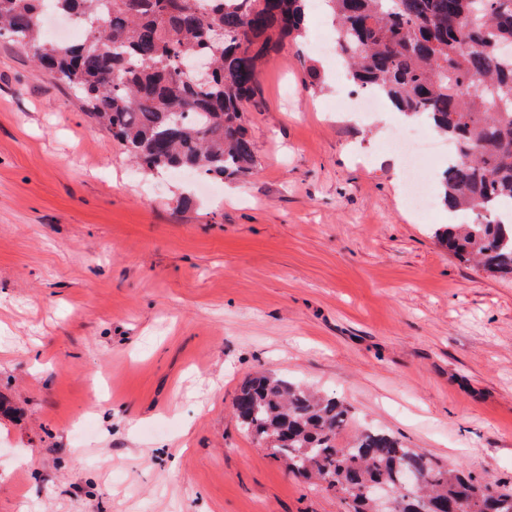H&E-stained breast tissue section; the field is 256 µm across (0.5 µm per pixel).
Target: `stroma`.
Listing matches in <instances>:
<instances>
[{"label":"stroma","instance_id":"1","mask_svg":"<svg viewBox=\"0 0 512 512\" xmlns=\"http://www.w3.org/2000/svg\"><path fill=\"white\" fill-rule=\"evenodd\" d=\"M333 34L313 14L270 53L255 172L205 190L137 169L0 37V512H345L241 430L259 371L512 489V278L407 204L404 121L341 108Z\"/></svg>","mask_w":512,"mask_h":512}]
</instances>
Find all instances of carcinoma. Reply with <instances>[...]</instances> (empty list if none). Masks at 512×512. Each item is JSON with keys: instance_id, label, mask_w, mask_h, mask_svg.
Masks as SVG:
<instances>
[{"instance_id": "cac0c4a2", "label": "carcinoma", "mask_w": 512, "mask_h": 512, "mask_svg": "<svg viewBox=\"0 0 512 512\" xmlns=\"http://www.w3.org/2000/svg\"><path fill=\"white\" fill-rule=\"evenodd\" d=\"M310 0H0V37L27 49L145 172L192 170L235 179L253 172L246 105L273 46L302 37ZM349 81L373 89L408 118H425L457 147L438 177L448 223L435 231L454 256L512 273V0H323ZM80 16L83 38L49 40L43 15ZM209 57L201 82L180 70ZM242 429L352 507L364 491L418 486L395 512H512V490L406 446L374 428L340 439L349 407L270 375L247 380L233 402Z\"/></svg>"}]
</instances>
